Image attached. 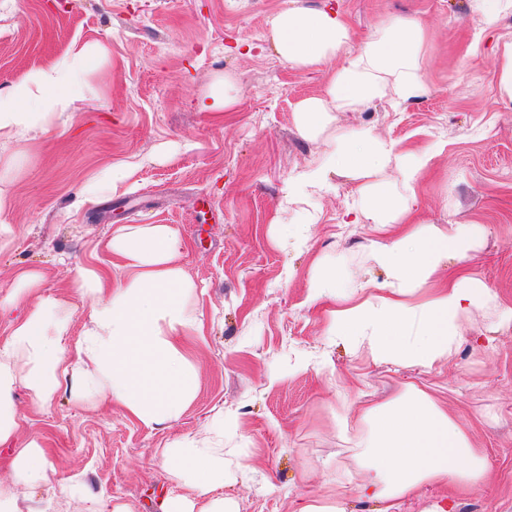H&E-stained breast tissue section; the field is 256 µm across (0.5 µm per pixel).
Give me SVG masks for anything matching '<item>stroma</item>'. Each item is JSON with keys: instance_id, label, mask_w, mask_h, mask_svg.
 <instances>
[{"instance_id": "obj_1", "label": "stroma", "mask_w": 512, "mask_h": 512, "mask_svg": "<svg viewBox=\"0 0 512 512\" xmlns=\"http://www.w3.org/2000/svg\"><path fill=\"white\" fill-rule=\"evenodd\" d=\"M298 6L337 8L359 40L398 16L424 21L427 94L337 113L335 126L434 149L419 205L442 231L486 225L477 271L512 306V105L496 83L512 10L487 31L472 0H0V91L82 46L108 52L78 77V111L35 138L0 141V171L10 175L0 183V221L13 231L0 249V296L17 269L36 270L42 292H65L80 334L88 303L70 288L77 267L108 260L119 227L168 224L187 244L180 263L194 288L185 306L202 325L183 339L199 384L177 420L145 426L99 395L76 393L69 378L45 410L16 388L15 409L30 419L16 443L43 434L54 473L51 485L15 488L14 512H83L88 496L118 512H159L164 499L193 498L186 476L162 466L167 449L188 444L223 449L216 495L226 512H289L291 500L335 495L346 512H372L355 492L354 443L368 426L344 429L339 417L344 404L396 398L412 382L447 388L451 403L488 417L476 437L492 477L459 512H512V324L497 328L473 312L469 331L491 332L494 350L462 343L428 374L366 360L348 339L326 335L307 294L322 256L344 284L386 278L364 256L368 225L341 221L353 183L333 177L312 199L316 223L272 222L289 179L326 150L301 137L292 108L321 92L328 69H291L269 39L271 16ZM226 77L234 110H200ZM118 161L131 166L127 180L83 201L84 185L107 179ZM193 500L196 512L208 503Z\"/></svg>"}]
</instances>
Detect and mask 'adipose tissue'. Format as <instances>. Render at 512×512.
Returning a JSON list of instances; mask_svg holds the SVG:
<instances>
[{"label": "adipose tissue", "mask_w": 512, "mask_h": 512, "mask_svg": "<svg viewBox=\"0 0 512 512\" xmlns=\"http://www.w3.org/2000/svg\"><path fill=\"white\" fill-rule=\"evenodd\" d=\"M423 21L398 17L353 42L334 10L286 9L270 20L269 36L280 57L296 70H317L336 57L321 95L299 100L294 124L307 140H324L326 162L299 173L288 184L286 204L318 193L331 175L354 182L348 223L371 225L365 250L387 274L384 282L361 281L342 289L334 269L316 262L309 285L312 306L325 310L328 333L365 347L374 362L425 374L449 362L464 339L468 317L495 311L512 320L499 294L472 266L486 247L484 224L473 221L440 232L424 219L416 186L432 154L379 139L367 126L331 133L339 112H361L394 94L413 101L426 92ZM79 94L68 68L51 65L0 91V135L24 139L48 128L58 113L74 109ZM187 245L167 224L117 229L107 244L110 261L78 269L74 286L93 303L78 339L64 302L38 293L40 276L18 270L0 314L16 318L0 344V447L14 446L19 414L9 413L17 386H25L41 408H49L61 378L73 375L146 425L177 419L192 400L197 373L178 338L195 325L184 295L193 283L178 259ZM422 300H412L415 292ZM371 430L359 437L366 461L356 486L374 512H400L422 484L440 488L430 512H457L461 498L490 477L475 425L447 397L429 386L409 385L403 399L372 403L358 413ZM11 467L28 487L49 483L42 436L18 449ZM165 466L191 478L197 496L224 485V460L210 448H182Z\"/></svg>", "instance_id": "1"}]
</instances>
